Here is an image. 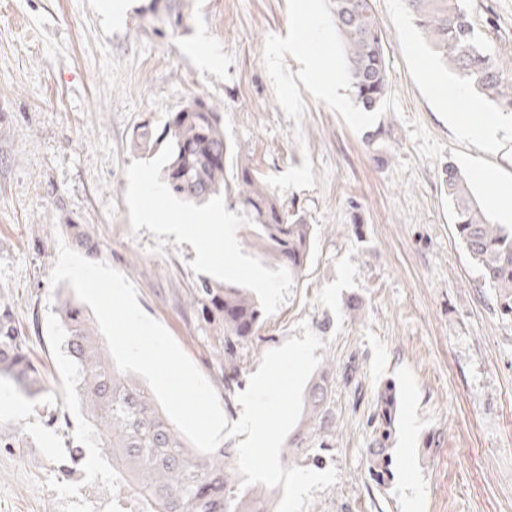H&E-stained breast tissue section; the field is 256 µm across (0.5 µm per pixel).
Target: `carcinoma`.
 Listing matches in <instances>:
<instances>
[{
	"instance_id": "1",
	"label": "carcinoma",
	"mask_w": 512,
	"mask_h": 512,
	"mask_svg": "<svg viewBox=\"0 0 512 512\" xmlns=\"http://www.w3.org/2000/svg\"><path fill=\"white\" fill-rule=\"evenodd\" d=\"M352 76L350 92L365 112L379 110L389 92L383 36L372 0H328ZM416 27L439 62L474 84L497 111L512 114V57L487 51L467 0H405ZM171 113L161 131L144 124L131 148L149 153L164 147L162 177L175 197L189 203L228 196L246 214L247 232L255 245L275 259L289 277L306 269L312 225L291 214L239 146L224 137L220 109L200 99ZM442 184L452 207L456 235L469 259L479 267L483 284L495 292L502 320L512 322V231L491 223L478 205L458 166L448 163ZM194 298L207 320L219 317L226 340L224 389L234 388L238 367L233 346L258 335L263 314L253 293L230 283L202 279ZM64 349L74 364L73 390L90 411L91 447L112 465L114 512H271L265 488L244 487L236 465L224 449L199 454L169 420L145 385L120 372L104 350V342L84 308L65 300L59 309ZM29 337L17 327L10 310L0 309V378L11 379L28 396L42 392L39 367L29 355ZM330 371L324 369L307 389L302 414L288 440L289 451L304 453L307 436L321 429L333 393ZM396 420L395 391L377 394L374 429L381 444L370 461L371 475L383 482L392 461L383 444ZM86 447L66 449L59 470L65 474L83 465Z\"/></svg>"
}]
</instances>
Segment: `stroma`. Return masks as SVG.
Masks as SVG:
<instances>
[{
	"instance_id": "35a3bbf8",
	"label": "stroma",
	"mask_w": 512,
	"mask_h": 512,
	"mask_svg": "<svg viewBox=\"0 0 512 512\" xmlns=\"http://www.w3.org/2000/svg\"><path fill=\"white\" fill-rule=\"evenodd\" d=\"M110 21L99 0H0V304L29 338L45 392L28 397L0 380V512H112L107 458L93 452L74 475L58 469L68 444L86 439L73 395L58 308L68 282L50 287L59 243L124 274L142 309L160 322L216 392L224 390L222 329L189 296L200 279L254 289L266 323L236 345L238 390L262 355L302 337L322 338L320 365L334 393L310 454L336 468L307 512H512V324L455 235L442 170L455 162L480 203L512 182V117L496 150L458 138L452 103L435 86L458 82L429 50L404 0H373L400 112L377 120L365 146L342 117L302 92V123L285 116L262 60L268 35L288 33L286 0H122ZM478 24L494 21L490 51H512V0H469ZM219 107L230 143L266 176L310 156L315 185L282 199L314 228L301 280L252 247L232 201L187 204L166 188L162 153L130 149L134 129L162 126L192 99ZM442 149L421 158L405 119ZM304 141L296 143L294 127ZM482 168L494 181L476 179ZM155 220H141L143 205ZM224 209L239 266L214 268L175 227ZM396 388L398 423L388 444L393 476L370 474L376 395ZM63 419L47 426V410Z\"/></svg>"
}]
</instances>
